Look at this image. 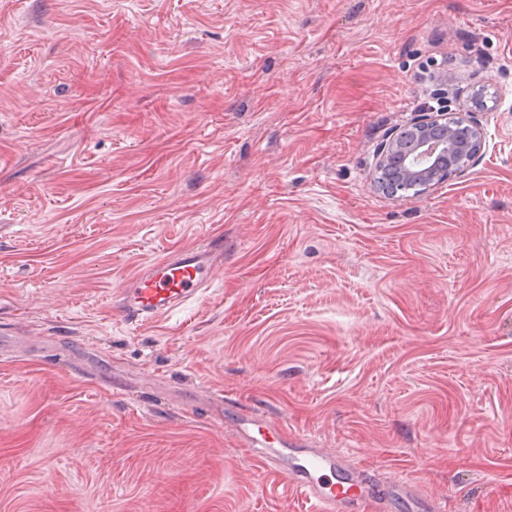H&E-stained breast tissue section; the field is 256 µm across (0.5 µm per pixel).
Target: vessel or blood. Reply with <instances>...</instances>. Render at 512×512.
Masks as SVG:
<instances>
[{"mask_svg":"<svg viewBox=\"0 0 512 512\" xmlns=\"http://www.w3.org/2000/svg\"><path fill=\"white\" fill-rule=\"evenodd\" d=\"M224 265V242L209 237L200 245L150 261L125 279L116 293L115 309L129 323L143 324L169 315L212 285ZM234 426L246 446L257 449L264 465L286 472L292 487L311 512H357L379 487L366 470L346 464L319 448L282 443L270 447L259 419L241 416Z\"/></svg>","mask_w":512,"mask_h":512,"instance_id":"obj_1","label":"vessel or blood"}]
</instances>
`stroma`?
I'll list each match as a JSON object with an SVG mask.
<instances>
[{
    "label": "stroma",
    "instance_id": "stroma-1",
    "mask_svg": "<svg viewBox=\"0 0 512 512\" xmlns=\"http://www.w3.org/2000/svg\"><path fill=\"white\" fill-rule=\"evenodd\" d=\"M473 87L480 160L380 192ZM209 235L211 288L117 315ZM241 412L512 512V0H0V512H309ZM223 266L224 239L208 237L200 245L165 254L121 283L115 309L128 323L153 322L210 288Z\"/></svg>",
    "mask_w": 512,
    "mask_h": 512
}]
</instances>
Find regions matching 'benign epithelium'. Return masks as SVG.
Wrapping results in <instances>:
<instances>
[{
  "mask_svg": "<svg viewBox=\"0 0 512 512\" xmlns=\"http://www.w3.org/2000/svg\"><path fill=\"white\" fill-rule=\"evenodd\" d=\"M458 105L455 120L448 119V110L423 111L402 129L391 133L376 149V168L382 172L395 168V175L418 187L417 196L439 184L437 178L462 176L482 155L484 130L470 106ZM466 127L470 136L464 142L457 140L453 123Z\"/></svg>",
  "mask_w": 512,
  "mask_h": 512,
  "instance_id": "7a95c632",
  "label": "benign epithelium"
}]
</instances>
